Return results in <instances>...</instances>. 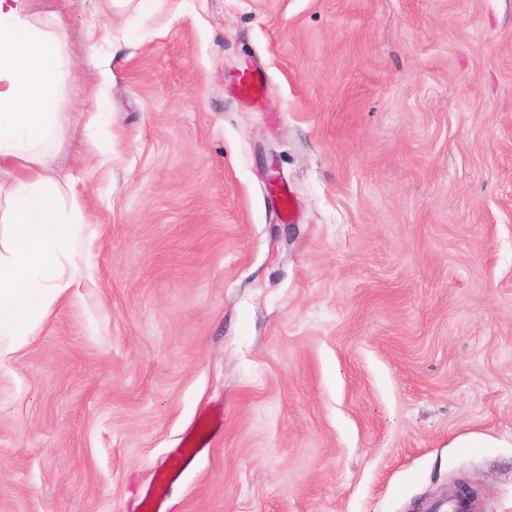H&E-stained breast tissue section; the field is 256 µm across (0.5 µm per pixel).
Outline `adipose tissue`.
<instances>
[{
    "instance_id": "1",
    "label": "adipose tissue",
    "mask_w": 512,
    "mask_h": 512,
    "mask_svg": "<svg viewBox=\"0 0 512 512\" xmlns=\"http://www.w3.org/2000/svg\"><path fill=\"white\" fill-rule=\"evenodd\" d=\"M68 43L31 9L0 0V173L13 185L0 198V336L22 347L74 284L63 258L86 223L73 175L50 173L59 142Z\"/></svg>"
}]
</instances>
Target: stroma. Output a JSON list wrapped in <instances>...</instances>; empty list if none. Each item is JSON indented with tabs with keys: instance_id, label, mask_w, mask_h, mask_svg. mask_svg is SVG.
<instances>
[{
	"instance_id": "35a3bbf8",
	"label": "stroma",
	"mask_w": 512,
	"mask_h": 512,
	"mask_svg": "<svg viewBox=\"0 0 512 512\" xmlns=\"http://www.w3.org/2000/svg\"><path fill=\"white\" fill-rule=\"evenodd\" d=\"M32 7L89 223L0 359V512H142L200 416L162 512H512V0ZM235 87L239 97L257 101L262 99L266 93V78L262 72L247 68L238 74L235 79Z\"/></svg>"
}]
</instances>
